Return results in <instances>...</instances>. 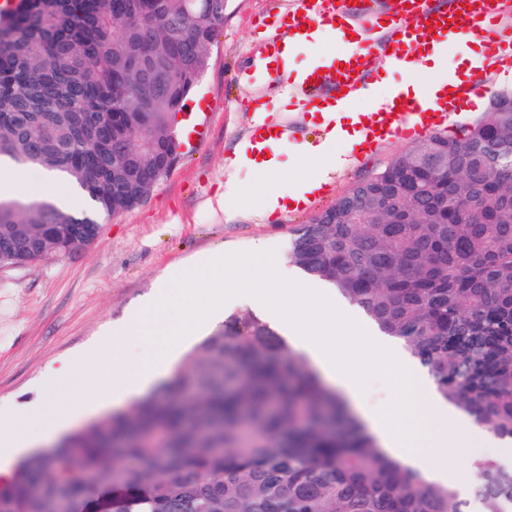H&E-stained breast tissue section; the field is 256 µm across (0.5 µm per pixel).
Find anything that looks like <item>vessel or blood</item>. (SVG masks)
<instances>
[{"label":"vessel or blood","mask_w":512,"mask_h":512,"mask_svg":"<svg viewBox=\"0 0 512 512\" xmlns=\"http://www.w3.org/2000/svg\"><path fill=\"white\" fill-rule=\"evenodd\" d=\"M334 30L345 47L323 53L297 75H289L291 49L312 42L318 28ZM272 32L256 49L242 70L243 76L265 85L292 83L306 111L327 100L343 99L368 82L367 61L374 45L388 51L392 66L418 60L430 53L433 41H451L467 32L483 45L482 65L456 85L451 96L430 102L394 93L389 103L362 123V148L413 135H431L444 129L448 115L486 91L490 73L512 69V0H393L382 8L379 0H365L363 7L349 0H290L276 10ZM295 123H253L246 134L253 156H265L269 146H284Z\"/></svg>","instance_id":"obj_1"}]
</instances>
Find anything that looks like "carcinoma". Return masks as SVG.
Masks as SVG:
<instances>
[{"instance_id": "carcinoma-1", "label": "carcinoma", "mask_w": 512, "mask_h": 512, "mask_svg": "<svg viewBox=\"0 0 512 512\" xmlns=\"http://www.w3.org/2000/svg\"><path fill=\"white\" fill-rule=\"evenodd\" d=\"M224 0H20L0 17V157L73 178L116 208L125 165L112 113L131 115L128 146L178 155L171 125L209 65ZM157 86L143 100L140 83ZM512 120L496 113L461 136L435 133L373 183L370 223L292 229L289 263L330 283L428 372L440 397L512 439ZM162 161L142 169L143 189ZM0 266L42 261L94 225L51 203L1 198ZM482 512H512V469L475 463ZM93 476L85 484L82 476ZM466 512L450 485L379 449L301 353L253 313H232L184 356L173 379L126 411L86 423L52 452L0 477V512Z\"/></svg>"}]
</instances>
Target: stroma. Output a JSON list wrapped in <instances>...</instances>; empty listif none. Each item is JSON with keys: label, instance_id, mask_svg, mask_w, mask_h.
I'll return each mask as SVG.
<instances>
[{"label": "stroma", "instance_id": "obj_1", "mask_svg": "<svg viewBox=\"0 0 512 512\" xmlns=\"http://www.w3.org/2000/svg\"><path fill=\"white\" fill-rule=\"evenodd\" d=\"M289 0H225L224 24L211 48L210 65L191 96L207 105L195 113L205 121L203 142L185 147L180 161L140 205L114 216L98 212V238L88 247L25 267H0V415L33 405L48 423L57 409L46 399L49 377L60 363L81 364L83 392L93 395L104 381L100 365L109 355L106 333L123 321L160 284L175 296L194 293L185 270L214 250L245 254L263 245L286 262L290 230L331 206L353 186L371 178L410 147L391 139L360 153L357 146L337 143L346 159L328 176L307 208L272 219L255 198L265 187H290L305 172L298 144L277 149L274 176L243 168L236 172L241 190L235 211L211 210L218 181L226 180L256 107L257 86L237 77L249 52L268 31L266 18Z\"/></svg>", "mask_w": 512, "mask_h": 512}]
</instances>
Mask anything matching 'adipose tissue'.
<instances>
[{
	"label": "adipose tissue",
	"mask_w": 512,
	"mask_h": 512,
	"mask_svg": "<svg viewBox=\"0 0 512 512\" xmlns=\"http://www.w3.org/2000/svg\"><path fill=\"white\" fill-rule=\"evenodd\" d=\"M443 57V44L434 43L431 54L408 68L409 79L401 84V91L424 92L432 99L442 95L446 82L436 72ZM318 126L325 132L323 141L300 149L302 157L318 159V169L294 181L288 190L264 189L257 198L263 213H284L307 202L309 195L322 187L328 169L345 163L342 154L334 151V144L361 138L358 112L349 106H325ZM193 275L202 285L200 307L185 303L179 311H172L171 292L161 288L114 331L112 358L104 365L109 382L103 393L94 400L82 395L54 394L59 415L30 440L16 435L12 420H0V455L52 441L58 427L75 422L90 411L125 405L147 395L172 378L181 346L198 323L216 322L223 317L226 306L245 301L264 311L268 321L306 356L325 383L345 398L378 445L408 469L435 483H454L463 492L468 480L457 466L459 455L475 448H494L500 464H512V442L494 437L443 401L431 378L399 341L376 336L356 314L340 304L335 292L321 284L285 281L277 261L263 246H256L242 263L230 264L223 254H214L206 264L195 268ZM257 275L267 278L268 286L256 287L253 278ZM310 318L319 323V330L309 329L306 321ZM340 318L345 320L350 338L337 336L336 321ZM135 332L146 336L147 343L138 356L132 357L120 340ZM365 343L372 352L371 362L386 367L402 393L400 404L392 411L372 409L363 401L359 368L361 346Z\"/></svg>",
	"instance_id": "ef3b65f1"
}]
</instances>
